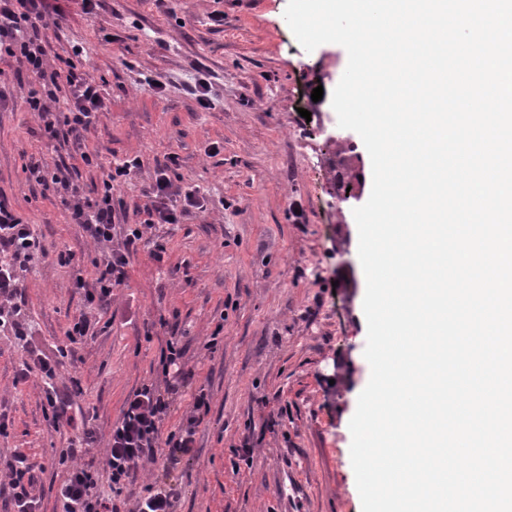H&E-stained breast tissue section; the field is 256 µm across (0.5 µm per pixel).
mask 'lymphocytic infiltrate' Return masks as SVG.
<instances>
[{"label": "lymphocytic infiltrate", "instance_id": "lymphocytic-infiltrate-1", "mask_svg": "<svg viewBox=\"0 0 512 512\" xmlns=\"http://www.w3.org/2000/svg\"><path fill=\"white\" fill-rule=\"evenodd\" d=\"M66 8L67 0H0V61L38 82V89L31 91L26 103L38 115L43 138L49 142L69 138L81 148L86 133L98 113L107 110L108 102L100 84L89 73L78 69L72 59L60 58L55 65L50 62L49 40L42 33L44 20L51 15L64 16ZM79 158L88 167L98 163L96 155L82 148ZM140 166L136 157L116 164L93 198L84 195L69 167L51 169L34 163L28 168L30 180L44 190L61 194L71 222L82 225L92 240L106 250L102 260L94 265L92 279L80 274L74 279V288L86 306L107 304L113 288L127 278L128 257L136 249L142 233L132 230L122 247H113L112 187L117 179L130 176ZM150 198L151 204L144 211V224L148 227L179 224L207 208L205 197L198 190L175 184L165 166L156 171ZM38 247L29 222L0 193V328L11 329L20 337L26 336L27 329L18 319L19 285ZM58 365L57 359L34 348L29 349L24 362L25 370H38L45 380L46 408L51 412L52 423L68 427L76 434L70 447L60 451L57 460L64 472L57 496L61 512H117L111 493L122 491L126 479L141 461L154 458L159 442H166L173 458L191 452L195 429L202 421V412L208 409L205 394L195 395L193 414L184 433L164 439L160 436V426L168 404L150 388H143L128 401L122 422L112 433L108 450L111 492L101 493L98 476L91 465L76 461L92 441L94 431L83 413L73 411L71 393L56 387ZM35 468V463L21 449L15 450L0 467L5 472L4 480L0 481V494H7L13 512H42V499L36 493Z\"/></svg>", "mask_w": 512, "mask_h": 512}]
</instances>
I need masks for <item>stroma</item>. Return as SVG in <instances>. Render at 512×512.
I'll return each mask as SVG.
<instances>
[{"label": "stroma", "mask_w": 512, "mask_h": 512, "mask_svg": "<svg viewBox=\"0 0 512 512\" xmlns=\"http://www.w3.org/2000/svg\"><path fill=\"white\" fill-rule=\"evenodd\" d=\"M287 4L172 0L168 15L152 0H106L95 19L74 4L64 17H46L54 52L74 57L109 100L84 138L101 165L79 166L76 181L93 197L107 167L142 161L112 192L115 241L143 220L156 168L168 156L177 158L171 177L207 199L200 215L145 229L105 310H85L73 287L77 272L92 276L100 246L70 223L60 196L28 179L30 164L72 163L74 148L46 144L26 104L31 83L0 64L9 95L0 109V193L45 250L22 281L31 337L0 331V416L8 422L0 460L28 451L41 468L44 512L58 506L55 461L75 434L52 425L41 375L22 365L33 346L55 355L84 311L97 334L63 358L56 383L80 387L75 406L96 431L82 459L99 473L108 471L111 432L127 400L143 387L169 403L165 436L180 434L194 394L205 392L209 402L193 452L140 463L113 499L119 512H135L147 489L169 487L178 495L175 512H362L349 430L371 374L358 228L352 209L332 204L335 147L319 113L299 114L310 109L314 88L331 96L348 55L334 43L305 51L284 18ZM217 8L219 31L207 19ZM76 46L81 55H73ZM196 62L223 89L206 112L184 90ZM153 79L163 91L150 87ZM214 142L220 151L212 156ZM61 251L73 254L71 264L57 261ZM171 341L184 350L182 387L162 371ZM345 371L349 384L335 390L333 378Z\"/></svg>", "instance_id": "stroma-1"}]
</instances>
